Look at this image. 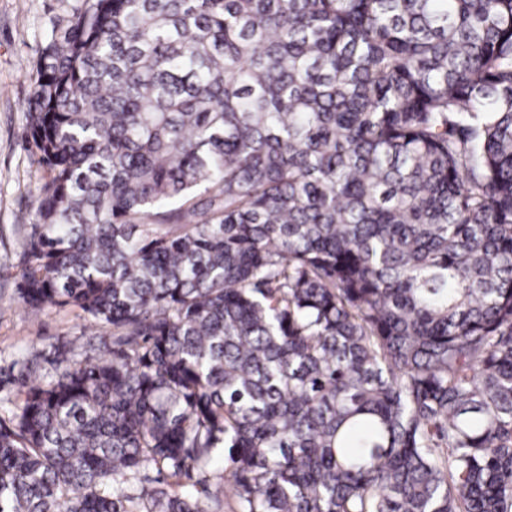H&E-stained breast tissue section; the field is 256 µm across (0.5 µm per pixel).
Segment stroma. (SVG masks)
Returning <instances> with one entry per match:
<instances>
[{"label": "stroma", "mask_w": 512, "mask_h": 512, "mask_svg": "<svg viewBox=\"0 0 512 512\" xmlns=\"http://www.w3.org/2000/svg\"><path fill=\"white\" fill-rule=\"evenodd\" d=\"M84 0H0V372L28 347L49 350L78 340L88 323L79 311L46 308L28 313L18 302L22 225L36 207L42 169L26 149L24 111L40 55L42 34L66 24Z\"/></svg>", "instance_id": "stroma-1"}]
</instances>
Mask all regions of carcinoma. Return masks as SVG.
Returning <instances> with one entry per match:
<instances>
[{"label":"carcinoma","instance_id":"cac0c4a2","mask_svg":"<svg viewBox=\"0 0 512 512\" xmlns=\"http://www.w3.org/2000/svg\"><path fill=\"white\" fill-rule=\"evenodd\" d=\"M42 41L17 296L91 333L0 397V512H512V0Z\"/></svg>","mask_w":512,"mask_h":512}]
</instances>
